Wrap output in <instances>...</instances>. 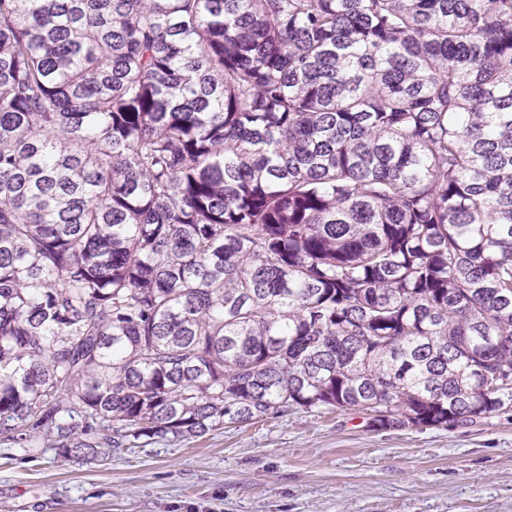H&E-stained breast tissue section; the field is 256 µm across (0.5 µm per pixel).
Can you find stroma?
<instances>
[{
  "mask_svg": "<svg viewBox=\"0 0 512 512\" xmlns=\"http://www.w3.org/2000/svg\"><path fill=\"white\" fill-rule=\"evenodd\" d=\"M0 512H512V412L378 432L301 410L106 462L0 453Z\"/></svg>",
  "mask_w": 512,
  "mask_h": 512,
  "instance_id": "obj_1",
  "label": "stroma"
}]
</instances>
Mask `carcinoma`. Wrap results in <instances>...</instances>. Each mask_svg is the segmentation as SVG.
I'll list each match as a JSON object with an SVG mask.
<instances>
[{"label": "carcinoma", "instance_id": "1", "mask_svg": "<svg viewBox=\"0 0 512 512\" xmlns=\"http://www.w3.org/2000/svg\"><path fill=\"white\" fill-rule=\"evenodd\" d=\"M512 408V0H0V446Z\"/></svg>", "mask_w": 512, "mask_h": 512}]
</instances>
